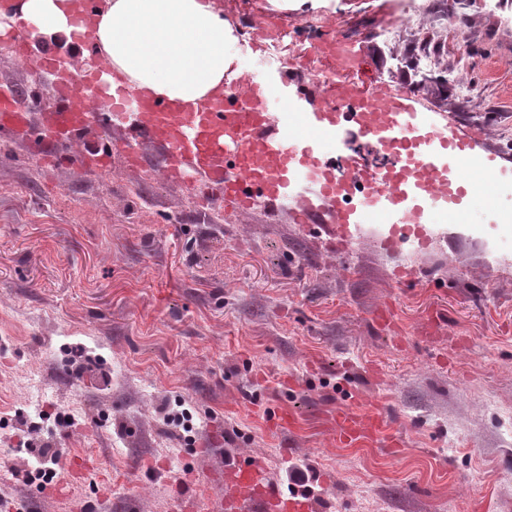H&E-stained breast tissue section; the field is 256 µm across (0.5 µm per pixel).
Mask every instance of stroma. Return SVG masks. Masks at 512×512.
<instances>
[{"instance_id":"35a3bbf8","label":"stroma","mask_w":512,"mask_h":512,"mask_svg":"<svg viewBox=\"0 0 512 512\" xmlns=\"http://www.w3.org/2000/svg\"><path fill=\"white\" fill-rule=\"evenodd\" d=\"M402 0H224L258 38L320 16L357 25L368 74L415 88L428 119L479 133L512 170V0H468L465 48L438 16L375 39ZM434 60L422 66L421 44ZM0 49V90L38 89L43 53ZM280 111L286 62L236 50ZM0 128V512H227L224 471L252 461L286 488L306 468L312 512H512V180L393 224H297L293 200H202L146 141L139 166H52L98 152ZM382 410L388 433L351 446L332 418ZM69 414L71 425L56 420ZM59 448L57 461L41 456Z\"/></svg>"}]
</instances>
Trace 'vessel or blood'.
Masks as SVG:
<instances>
[{
	"mask_svg": "<svg viewBox=\"0 0 512 512\" xmlns=\"http://www.w3.org/2000/svg\"><path fill=\"white\" fill-rule=\"evenodd\" d=\"M327 47L342 69L362 70L360 56L341 40ZM301 68L288 69L289 82L295 83L302 101L303 121L282 132L279 117L269 107V93L263 82L246 74L245 87L229 92L197 112H175L170 105L154 98L138 101L129 133L119 151L129 165L141 161L140 143L150 139L168 149L167 168L179 174L190 168L204 175L220 190L225 204L247 209L253 196L278 203L297 174L322 171L316 185L321 200L336 224L351 221L336 200V170L317 150L319 139L329 138L344 144L353 135L380 146L393 155L398 178L390 188L370 192L363 210L375 213L383 223L404 224L412 205L415 181L426 182L431 198H438L446 185L466 194H482L484 180L465 177L466 169L477 166L488 177H498L492 159H480L475 135H463L457 129L433 134L422 120L418 95L408 88H392L376 79H362L333 86L321 94L301 84ZM55 106L43 118L45 135L65 136L77 142L87 127V112L78 106L70 84L54 89ZM27 109L12 99L0 100V126L15 132L26 131ZM386 419L374 413L368 425L348 415L339 416L336 433L340 440H356L363 429L384 430ZM235 496L233 506L247 505L248 512H270L289 506L291 512H307V502H285L278 489L263 483L257 469L240 466L226 479Z\"/></svg>",
	"mask_w": 512,
	"mask_h": 512,
	"instance_id": "1",
	"label": "vessel or blood"
}]
</instances>
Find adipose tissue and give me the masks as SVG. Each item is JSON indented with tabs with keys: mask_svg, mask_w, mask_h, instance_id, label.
<instances>
[{
	"mask_svg": "<svg viewBox=\"0 0 512 512\" xmlns=\"http://www.w3.org/2000/svg\"><path fill=\"white\" fill-rule=\"evenodd\" d=\"M73 0H20L0 12V32L17 20L40 33L63 36L73 53L67 73L87 72L85 43L97 50L103 79L119 81L131 98L157 97L177 111H194L239 80L228 52L235 43L222 0H104L91 26H76Z\"/></svg>",
	"mask_w": 512,
	"mask_h": 512,
	"instance_id": "ef3b65f1",
	"label": "adipose tissue"
}]
</instances>
